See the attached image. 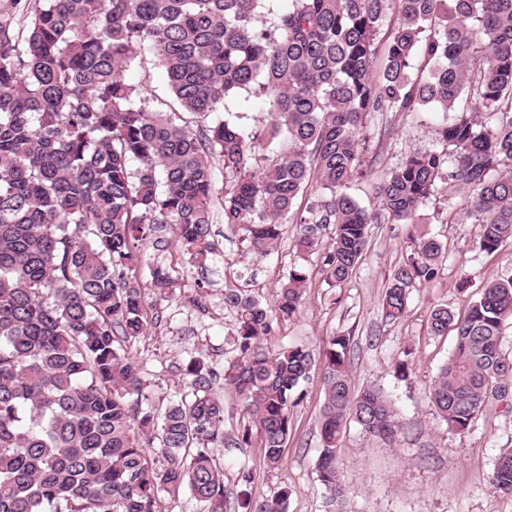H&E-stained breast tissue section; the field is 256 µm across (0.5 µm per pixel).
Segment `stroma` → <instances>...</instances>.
<instances>
[{
    "mask_svg": "<svg viewBox=\"0 0 512 512\" xmlns=\"http://www.w3.org/2000/svg\"><path fill=\"white\" fill-rule=\"evenodd\" d=\"M126 79L139 86L150 109H161L171 100L165 74L152 54L129 69ZM439 123L433 112L398 117L392 138L373 143L382 165L393 167L404 155L440 148ZM465 207L461 198L434 199L423 206L427 229L445 246L447 260L437 278L412 289L405 317L394 323L385 320L381 303L389 276L406 254L404 225H372L356 272L339 286L327 281L317 256L296 248L295 224L286 225L270 255L257 256L249 253L244 232L215 212L212 233L218 256L205 271L193 267L175 235L162 233L161 243L145 246V264L138 271L147 313L155 319L150 332L131 349L144 378L139 402L161 410L191 394L193 379L185 367L199 358L215 373L214 391L224 395L225 428H238L241 407L224 389V354L231 348L235 321L224 307V293L239 288L270 305L289 271L300 268L309 277L301 310L278 322L268 347L295 344L316 354L331 337L348 336L355 386H379L405 423L391 444L354 424L342 434L337 466L348 491L349 512H512V497L494 495L488 483L500 450L512 446V383L506 400L491 403L473 429L461 435L449 431L428 399L455 344L454 336L430 333L431 309L445 305L465 313L486 280L512 274V246L492 254L475 249L480 227L467 218ZM153 264L167 267L177 277L172 294L163 301L149 285ZM401 361L409 368L404 377L396 371ZM292 399V432L278 469L266 467L259 443L215 448L234 510L241 490L269 496L284 487L289 491L288 512H324L325 489L315 471L323 401L320 369L311 371ZM246 471L252 477L248 485L242 480Z\"/></svg>",
    "mask_w": 512,
    "mask_h": 512,
    "instance_id": "35a3bbf8",
    "label": "stroma"
}]
</instances>
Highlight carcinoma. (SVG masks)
<instances>
[{"label": "carcinoma", "instance_id": "1", "mask_svg": "<svg viewBox=\"0 0 512 512\" xmlns=\"http://www.w3.org/2000/svg\"><path fill=\"white\" fill-rule=\"evenodd\" d=\"M265 2L35 0L22 31L0 16V512H159L163 495L185 489L202 512H224L212 447L246 448L255 433L266 466L279 468L291 394L315 359L264 341L299 311L301 269L272 306L224 293L235 314L224 390L246 416L237 431L224 430V397L198 359L186 368L192 396L163 415L132 400L144 385L130 350L148 326L135 275L144 245L170 225L207 268L217 196L224 223L242 226L261 256L284 225H300L296 246L319 254L337 284L356 270L370 225H406V259L382 298L393 322L446 260L421 227L427 201L465 197L477 248L512 245V0H288L268 16ZM146 51L167 75L170 110H150L125 79ZM243 91L266 106L260 132L223 115ZM426 107L442 114V149L382 169L378 208L367 210L347 189L379 163L368 127L387 134L400 114ZM184 112L204 126L182 125ZM261 136L273 145L264 158L253 151ZM314 186L322 193L297 205ZM173 285L167 269H150L159 298ZM508 323L512 275L486 281L462 316L431 310L430 332L456 339L428 393L448 429L469 432L505 394ZM349 343L332 337L320 361L315 469L326 512H347L337 468L347 425L387 442L403 427L381 389L355 388ZM489 486L512 495V448ZM287 502L284 487L249 512H287Z\"/></svg>", "mask_w": 512, "mask_h": 512}]
</instances>
